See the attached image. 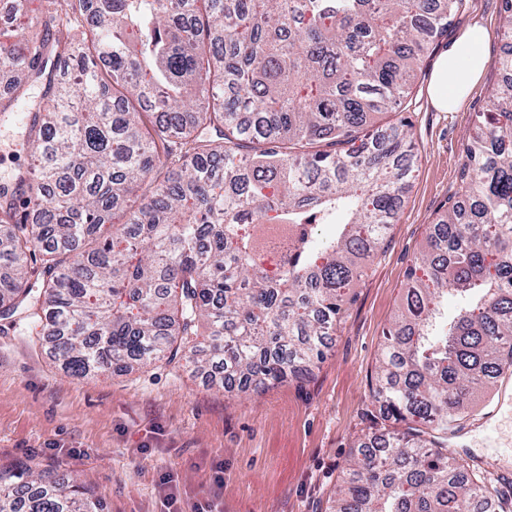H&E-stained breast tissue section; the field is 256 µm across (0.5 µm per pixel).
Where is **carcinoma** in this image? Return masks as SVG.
<instances>
[{
  "mask_svg": "<svg viewBox=\"0 0 512 512\" xmlns=\"http://www.w3.org/2000/svg\"><path fill=\"white\" fill-rule=\"evenodd\" d=\"M464 7L48 0L43 33L0 44L14 99L46 88L19 127L30 166L0 185V320L48 337L75 377L184 357L241 390L312 378L414 172L406 123L362 132ZM492 66L457 199L384 333L372 400L405 429L359 444L336 512H509L448 450L512 364V47ZM270 226L299 237L283 262L266 263ZM0 512L104 508L78 476L19 463L0 469Z\"/></svg>",
  "mask_w": 512,
  "mask_h": 512,
  "instance_id": "1",
  "label": "carcinoma"
}]
</instances>
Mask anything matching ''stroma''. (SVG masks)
<instances>
[{"label": "stroma", "instance_id": "stroma-1", "mask_svg": "<svg viewBox=\"0 0 512 512\" xmlns=\"http://www.w3.org/2000/svg\"><path fill=\"white\" fill-rule=\"evenodd\" d=\"M476 22L487 31L488 58L496 59L512 30L502 2L467 0L398 111L373 121L379 128L409 122L418 169L384 248L354 282L312 379L242 392L164 360L121 375L76 378L22 326L0 321V465L29 460L78 473L105 512H169L159 488L164 475L179 512H195L218 474L222 512H335L345 460L380 426L371 387L383 333L402 309L431 225L458 189L463 148L500 80L486 69L456 112L428 102L441 55ZM448 446L485 470L512 471V420L502 419L491 433L473 429Z\"/></svg>", "mask_w": 512, "mask_h": 512}]
</instances>
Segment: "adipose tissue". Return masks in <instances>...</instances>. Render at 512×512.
Here are the masks:
<instances>
[{
  "mask_svg": "<svg viewBox=\"0 0 512 512\" xmlns=\"http://www.w3.org/2000/svg\"><path fill=\"white\" fill-rule=\"evenodd\" d=\"M485 42V29L472 25L441 57L429 86L430 101L438 111H456L479 81L488 65Z\"/></svg>",
  "mask_w": 512,
  "mask_h": 512,
  "instance_id": "ef3b65f1",
  "label": "adipose tissue"
}]
</instances>
